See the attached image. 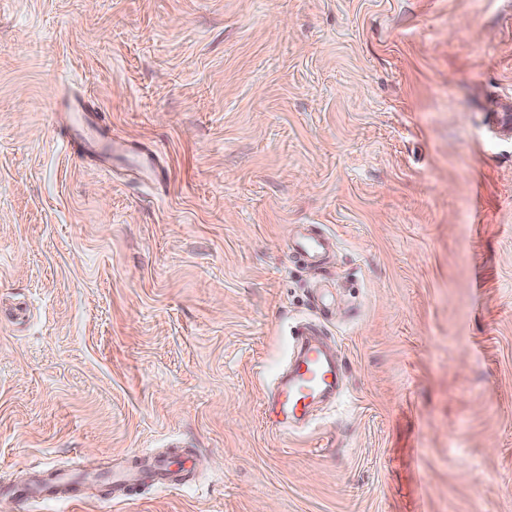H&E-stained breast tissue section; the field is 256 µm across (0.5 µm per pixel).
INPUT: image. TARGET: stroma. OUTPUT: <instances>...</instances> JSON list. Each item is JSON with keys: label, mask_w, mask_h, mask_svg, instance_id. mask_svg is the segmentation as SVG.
<instances>
[{"label": "stroma", "mask_w": 512, "mask_h": 512, "mask_svg": "<svg viewBox=\"0 0 512 512\" xmlns=\"http://www.w3.org/2000/svg\"><path fill=\"white\" fill-rule=\"evenodd\" d=\"M151 148L70 154L60 97ZM512 0H0V488L28 512H512ZM300 224L332 249L288 250ZM341 395L263 403L297 327ZM194 473L108 502L94 471ZM63 480L54 472H45L30 484L31 491L43 499H57L61 496L59 486Z\"/></svg>", "instance_id": "obj_1"}]
</instances>
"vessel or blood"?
I'll return each instance as SVG.
<instances>
[{
	"label": "vessel or blood",
	"instance_id": "obj_1",
	"mask_svg": "<svg viewBox=\"0 0 512 512\" xmlns=\"http://www.w3.org/2000/svg\"><path fill=\"white\" fill-rule=\"evenodd\" d=\"M68 123L64 143L85 158L111 163L113 158L128 162L131 169L147 178L156 177V155L148 150L133 148L126 140L112 136L98 122L89 120L88 109L82 99L67 101ZM330 248V241L320 234L303 229L290 244L293 253L309 259H317ZM316 325L306 323L295 332L293 348L287 368L279 375L277 393L264 410V417L280 429L304 423L318 403L335 397L342 367L335 354L315 341ZM150 478L158 483L179 484L182 474L170 470L161 456H145L137 469H126L112 475V498L121 500L129 484ZM60 477L45 472L32 482L30 492L14 495L19 512H26L31 497L44 500L60 496Z\"/></svg>",
	"mask_w": 512,
	"mask_h": 512
}]
</instances>
